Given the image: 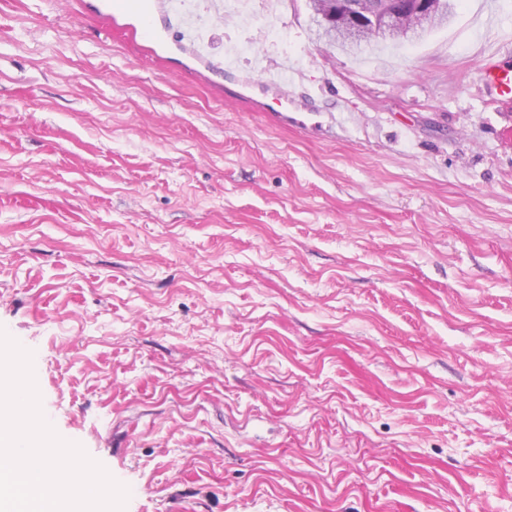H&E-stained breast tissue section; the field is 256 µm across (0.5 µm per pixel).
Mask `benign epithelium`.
Listing matches in <instances>:
<instances>
[{
  "instance_id": "7a95c632",
  "label": "benign epithelium",
  "mask_w": 512,
  "mask_h": 512,
  "mask_svg": "<svg viewBox=\"0 0 512 512\" xmlns=\"http://www.w3.org/2000/svg\"><path fill=\"white\" fill-rule=\"evenodd\" d=\"M339 6L335 13L321 16L322 29L342 30L351 46L367 36L389 42L398 32L414 37L433 16L425 0H343Z\"/></svg>"
}]
</instances>
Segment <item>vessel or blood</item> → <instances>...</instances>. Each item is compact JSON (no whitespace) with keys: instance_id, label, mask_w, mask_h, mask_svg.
Wrapping results in <instances>:
<instances>
[{"instance_id":"b4317fda","label":"vessel or blood","mask_w":512,"mask_h":512,"mask_svg":"<svg viewBox=\"0 0 512 512\" xmlns=\"http://www.w3.org/2000/svg\"><path fill=\"white\" fill-rule=\"evenodd\" d=\"M92 12L106 33L125 40L152 59L203 78L216 93L251 103L280 120L304 106L288 96L293 75L288 61L267 65L256 59V78L239 74L223 43L204 34V18L184 10L179 0H94ZM479 79L500 97L512 100V67L485 62Z\"/></svg>"}]
</instances>
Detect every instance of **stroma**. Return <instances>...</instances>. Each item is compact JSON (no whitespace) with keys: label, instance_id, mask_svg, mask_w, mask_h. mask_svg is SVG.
<instances>
[{"label":"stroma","instance_id":"stroma-1","mask_svg":"<svg viewBox=\"0 0 512 512\" xmlns=\"http://www.w3.org/2000/svg\"><path fill=\"white\" fill-rule=\"evenodd\" d=\"M501 37L486 38L487 8ZM281 124L134 57L79 0H0V327L125 512H512V0L345 52L224 0ZM479 80L500 97L512 100V67L487 61L479 71Z\"/></svg>","mask_w":512,"mask_h":512}]
</instances>
